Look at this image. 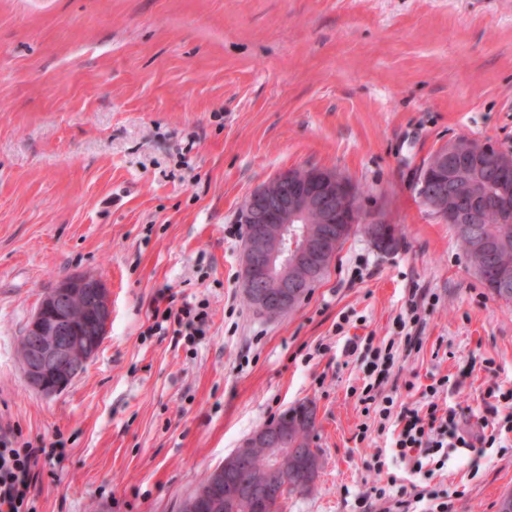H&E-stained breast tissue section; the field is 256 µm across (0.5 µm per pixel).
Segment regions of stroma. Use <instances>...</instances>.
Returning a JSON list of instances; mask_svg holds the SVG:
<instances>
[{
  "instance_id": "1",
  "label": "stroma",
  "mask_w": 512,
  "mask_h": 512,
  "mask_svg": "<svg viewBox=\"0 0 512 512\" xmlns=\"http://www.w3.org/2000/svg\"><path fill=\"white\" fill-rule=\"evenodd\" d=\"M459 137L512 155V0H0V428L66 446L38 512H180L243 440L307 403L322 467L287 512H361L358 496L402 466L372 467L390 435L351 393L364 363L336 324L397 336L412 288L430 298L422 349L388 380L398 403L489 358L449 397L478 413L512 382V303L418 195L424 164ZM293 167L349 177L362 212L404 236L385 253L352 234L302 306L269 318L245 300L244 240L225 227ZM75 272L105 281L112 323L45 397L19 338ZM165 287L206 303L195 343L147 335ZM472 456L449 449L434 479L453 512H497L512 447L486 449L475 472Z\"/></svg>"
}]
</instances>
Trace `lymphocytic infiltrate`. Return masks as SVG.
I'll return each mask as SVG.
<instances>
[{"mask_svg": "<svg viewBox=\"0 0 512 512\" xmlns=\"http://www.w3.org/2000/svg\"><path fill=\"white\" fill-rule=\"evenodd\" d=\"M427 292L410 289L405 309L399 317L403 336L400 342L375 343L370 336H352L346 339L344 351L353 356L366 352L370 360L360 386L353 392L365 411L374 412L381 420H395L389 450L377 451L374 469L384 472L389 461L401 462L412 474L432 477L429 468L432 457L448 448H491L504 442L512 433V388L491 392L484 409L475 422H462L454 408H444L436 402L447 378L434 380L427 386L419 402L394 411V399L385 395L382 387L394 364L397 348L405 351L421 350L419 334L421 317L419 307ZM175 324L176 335L187 340L205 335L209 328V314L205 307L182 303L181 307H166L161 319L152 326L154 332H164L166 324ZM66 450L62 442L52 446H36L21 440L14 432L0 430V512H37L33 491L40 480L44 466L61 463Z\"/></svg>", "mask_w": 512, "mask_h": 512, "instance_id": "obj_1", "label": "lymphocytic infiltrate"}]
</instances>
